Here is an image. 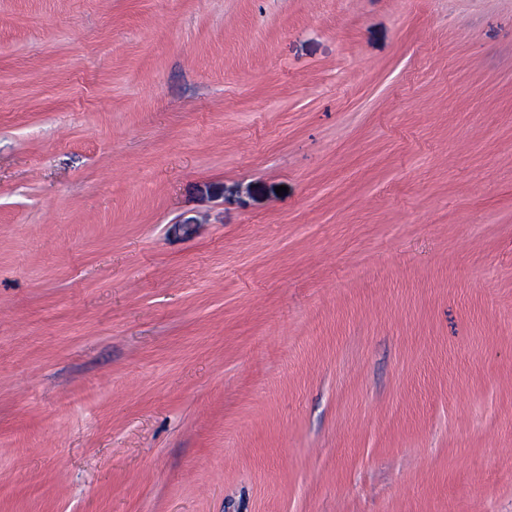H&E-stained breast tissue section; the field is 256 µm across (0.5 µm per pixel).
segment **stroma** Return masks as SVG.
Returning a JSON list of instances; mask_svg holds the SVG:
<instances>
[{"instance_id": "35a3bbf8", "label": "stroma", "mask_w": 512, "mask_h": 512, "mask_svg": "<svg viewBox=\"0 0 512 512\" xmlns=\"http://www.w3.org/2000/svg\"><path fill=\"white\" fill-rule=\"evenodd\" d=\"M0 512H512V0H0Z\"/></svg>"}]
</instances>
